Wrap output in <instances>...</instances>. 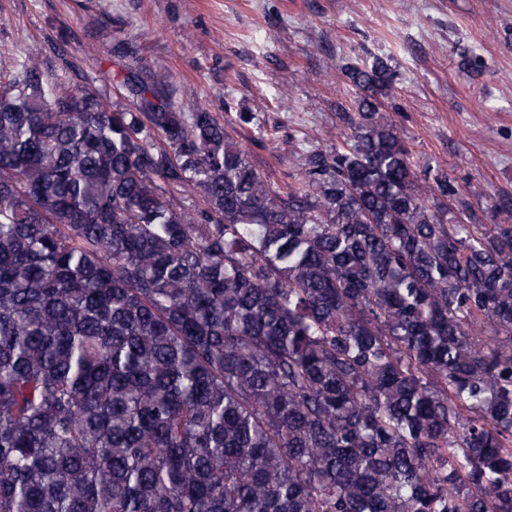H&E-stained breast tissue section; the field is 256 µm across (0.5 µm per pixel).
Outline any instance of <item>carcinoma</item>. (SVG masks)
<instances>
[{"instance_id":"obj_1","label":"carcinoma","mask_w":512,"mask_h":512,"mask_svg":"<svg viewBox=\"0 0 512 512\" xmlns=\"http://www.w3.org/2000/svg\"><path fill=\"white\" fill-rule=\"evenodd\" d=\"M330 67L343 140L281 185L279 127L162 72L124 112L0 69V512H512V194L463 223L388 61Z\"/></svg>"}]
</instances>
